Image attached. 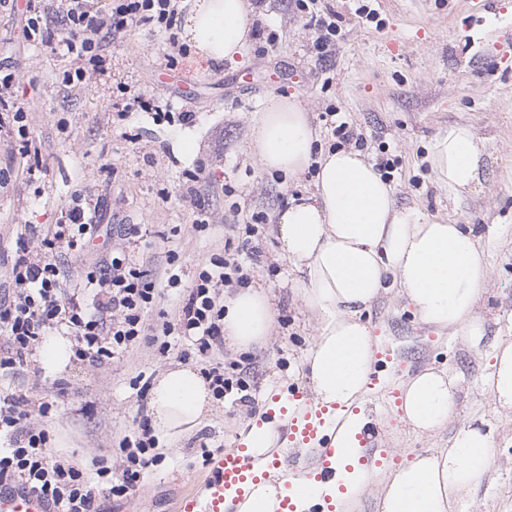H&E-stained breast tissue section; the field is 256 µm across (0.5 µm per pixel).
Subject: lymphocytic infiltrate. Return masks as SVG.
<instances>
[{
	"mask_svg": "<svg viewBox=\"0 0 512 512\" xmlns=\"http://www.w3.org/2000/svg\"><path fill=\"white\" fill-rule=\"evenodd\" d=\"M180 0H110L107 9L96 8L95 0H25L27 39L43 37L45 45L69 58L63 74L66 84L81 83L107 70L108 40L120 39L135 27L172 30L177 22ZM319 0H294L297 11L311 16L315 30L313 45L319 58L332 56L340 27L333 10H322ZM60 19L57 32H50L49 16ZM81 196L61 210L49 234L36 250L17 251L9 270L7 294L0 296V373L27 361L42 336L55 331L70 337L76 360L91 363L116 357L129 348L148 344L160 355L177 353L181 359L197 357L204 363L203 374L215 397L238 394L240 402H251L250 385L236 371H226L211 354L224 339V302L219 290L235 282L248 285L261 253L257 225L267 223L263 213H254L246 225L247 239L236 252L211 257L196 271L188 286H181L178 273H169L170 287H181L177 320L152 325L150 312L157 308L163 288L149 270L134 261L126 244L138 237L135 224H116L114 237L121 247L112 249L94 265L76 272L92 288L91 302L62 298L61 271L56 260L59 247L82 251L87 239L99 230V209L82 206ZM191 338L192 346L177 349L174 339ZM24 398L0 395V435L8 442L0 448V488H21L47 499L55 512H99L101 494L123 497L134 492L150 465L157 461L156 440L148 419H141L134 431L119 443L122 471L113 475L105 459H95L94 476L85 475L75 463L47 449L45 429L23 426Z\"/></svg>",
	"mask_w": 512,
	"mask_h": 512,
	"instance_id": "1",
	"label": "lymphocytic infiltrate"
}]
</instances>
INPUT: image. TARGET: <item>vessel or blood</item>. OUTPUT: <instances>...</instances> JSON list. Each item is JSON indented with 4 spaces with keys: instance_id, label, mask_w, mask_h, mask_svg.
Instances as JSON below:
<instances>
[{
    "instance_id": "1",
    "label": "vessel or blood",
    "mask_w": 512,
    "mask_h": 512,
    "mask_svg": "<svg viewBox=\"0 0 512 512\" xmlns=\"http://www.w3.org/2000/svg\"><path fill=\"white\" fill-rule=\"evenodd\" d=\"M395 375L392 357L380 351L378 364L367 381L365 404H375L389 396L390 406H398V391L388 384ZM269 418L281 421L279 449L257 465L251 448L241 444L213 456L207 473L197 487L183 494L175 512H236V506L251 490L274 476L286 478L287 492L276 512H296L297 497H308L309 512H336L335 493L344 492L341 469L346 449L336 439L349 410L340 405H316L300 390L275 394L267 405ZM355 439L360 448L359 463L372 469L383 465L388 451L381 432L366 425ZM0 512H54L52 505L27 490L0 492Z\"/></svg>"
}]
</instances>
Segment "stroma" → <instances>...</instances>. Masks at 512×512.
<instances>
[{
    "label": "stroma",
    "mask_w": 512,
    "mask_h": 512,
    "mask_svg": "<svg viewBox=\"0 0 512 512\" xmlns=\"http://www.w3.org/2000/svg\"><path fill=\"white\" fill-rule=\"evenodd\" d=\"M321 3L340 16L336 52L325 61L317 60L313 29L289 0H258L250 22L279 34L272 51L254 38L241 56L220 64L190 53L171 69L178 81L165 85L167 33L134 29L108 46L106 74L71 86L62 82L69 59L27 41L22 11L8 2L0 6V72L12 74L24 91L31 141L28 155L20 156L11 123L0 124V168L13 170L11 182L0 187V283L7 281L16 251L55 224L77 192L100 201L102 223L140 226L135 255L144 268L163 273L166 251L175 250L186 283L225 244H241L244 217H269L250 283L270 292L272 331L260 347L239 352L225 345L215 353L244 369L252 402L214 401L197 429L162 452L131 498H103V512H122L130 501L137 512H173L206 469L203 450L238 444L273 392L308 388L304 356L318 322L301 300L274 216L290 198L313 194L314 176L287 178L265 170L251 152L264 101L272 94L304 104L325 150L335 138L321 114L336 108L365 134L370 160H393L390 182L398 204L475 225L481 235L490 279L478 306L487 326L479 347L460 336L438 335L392 294L376 300L362 320L389 349L399 382L429 366L459 378L449 428L419 436L400 415L377 413L391 454L387 470L410 460L413 450L442 447L452 427L468 418H485L494 427L496 465L474 492L462 496L455 512H512V410L495 403L484 385L493 345L512 342V0H494L492 8L479 11L466 10L462 0ZM362 5L375 11L374 21L358 16ZM135 93L195 119L171 127L155 123L149 113L125 111ZM454 123L470 125L484 144L480 182L458 196L435 182L427 162L432 141ZM199 166L200 197L213 221L202 232L193 226L195 206L181 195L184 172ZM228 185L233 195H225ZM235 203L243 218H234ZM114 244L104 233L82 253H63L61 296L83 295L78 267L100 260ZM55 340L45 336L27 364L0 377V391L27 398L30 422L50 434L51 454L87 467L99 457L119 467L120 440L149 412L148 400L139 396L143 381H155L179 358L159 356L142 344L100 364L70 359L53 366L44 352ZM43 402L51 406L44 417L37 411Z\"/></svg>",
    "instance_id": "stroma-1"
}]
</instances>
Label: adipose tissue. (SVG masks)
<instances>
[{
    "label": "adipose tissue",
    "instance_id": "ef3b65f1",
    "mask_svg": "<svg viewBox=\"0 0 512 512\" xmlns=\"http://www.w3.org/2000/svg\"><path fill=\"white\" fill-rule=\"evenodd\" d=\"M248 0H194L184 36L202 60H231L249 40ZM317 134L297 99L270 95L251 145L263 168L288 175L316 166L312 195L276 214L282 253L303 276L301 296L318 319L305 355L316 403L359 404L376 362L378 342L361 314L389 289H398L414 315L440 332L479 343L485 329L477 311L489 264L473 225L397 204L395 191L355 148L316 153ZM483 144L470 126L453 125L431 145L435 180L449 192L480 180ZM224 338L247 351L270 334L273 309L266 289L248 287L226 301ZM485 384L500 407L512 409V343L497 346ZM457 379L431 367L402 386L403 418L419 435L451 418ZM213 396L197 370H165L152 388L153 434L169 445L191 433ZM494 436L467 422L447 447L415 453L384 483L378 512H450L494 466Z\"/></svg>",
    "mask_w": 512,
    "mask_h": 512
}]
</instances>
